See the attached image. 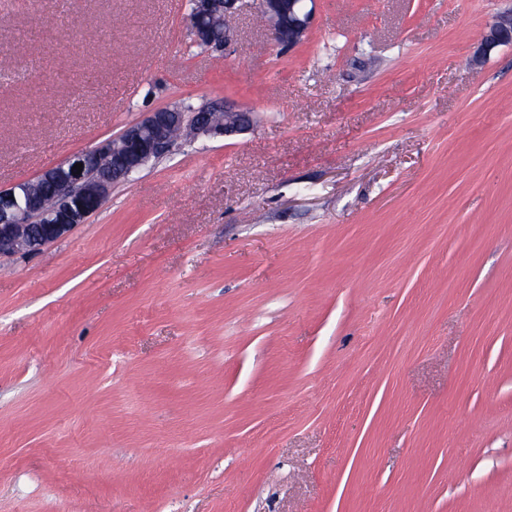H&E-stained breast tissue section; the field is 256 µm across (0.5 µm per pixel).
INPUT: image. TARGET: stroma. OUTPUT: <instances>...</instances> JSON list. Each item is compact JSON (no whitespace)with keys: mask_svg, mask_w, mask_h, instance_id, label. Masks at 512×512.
Masks as SVG:
<instances>
[{"mask_svg":"<svg viewBox=\"0 0 512 512\" xmlns=\"http://www.w3.org/2000/svg\"><path fill=\"white\" fill-rule=\"evenodd\" d=\"M512 0H0V188L154 109L178 144L0 259V512H512ZM242 0H193L189 23L198 46L207 52L230 51L235 31L229 20L240 10ZM316 0H258V10L269 25L273 39L281 49H292L308 36L313 10L307 3ZM512 44V11H506L497 16L486 31L474 62L480 63L488 53L500 45Z\"/></svg>","mask_w":512,"mask_h":512,"instance_id":"obj_1","label":"stroma"}]
</instances>
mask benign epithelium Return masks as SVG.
Instances as JSON below:
<instances>
[{
  "label": "benign epithelium",
  "mask_w": 512,
  "mask_h": 512,
  "mask_svg": "<svg viewBox=\"0 0 512 512\" xmlns=\"http://www.w3.org/2000/svg\"><path fill=\"white\" fill-rule=\"evenodd\" d=\"M242 0H193L189 23L198 46L207 52H227L235 46V31L229 20L240 10ZM315 0H258V10L269 25L276 45L292 49L308 36ZM512 44V11L497 16L486 31L474 62H481L500 45ZM253 125L252 113L232 107L205 104L187 111L174 105L152 110L119 136L95 148L76 153L47 167L33 180L0 189V258L33 255L65 238L87 222L112 188L139 173L177 144V128H187L195 137L232 136ZM77 163L81 170L74 169ZM51 184V202L42 198Z\"/></svg>",
  "instance_id": "7a95c632"
}]
</instances>
